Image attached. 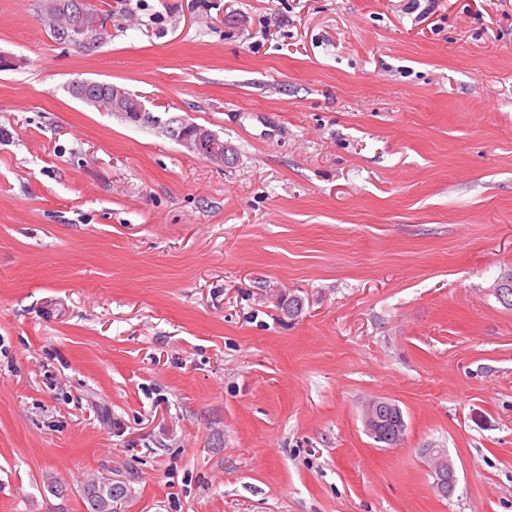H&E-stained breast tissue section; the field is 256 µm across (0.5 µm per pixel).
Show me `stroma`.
I'll return each instance as SVG.
<instances>
[{
  "instance_id": "stroma-1",
  "label": "stroma",
  "mask_w": 512,
  "mask_h": 512,
  "mask_svg": "<svg viewBox=\"0 0 512 512\" xmlns=\"http://www.w3.org/2000/svg\"><path fill=\"white\" fill-rule=\"evenodd\" d=\"M92 2L0 0V512H512V0ZM85 6V13L83 18L85 19L88 25L92 24L95 19L100 17L102 19V23L105 22V18L102 16L101 11L98 8H95L93 5L88 3ZM83 1L81 0H69L65 4V13L66 19L61 22V26L65 29L67 33V39L73 41L76 44L80 43H88L89 40L84 39V36L81 34V28L78 26L79 22L83 21V18L78 21L76 18L78 12L80 11V7ZM74 17V20L72 19ZM167 135L177 140L189 152L205 158L211 163L224 165L230 157L228 154L229 148L224 146V142L212 131L199 125H197L192 135L186 137L184 136V130L179 133L175 132L172 137L168 133ZM363 423L369 435L382 443L389 440L397 445L402 441L406 431L401 408L383 397L373 398L367 403L363 412ZM383 426L389 433L385 434ZM422 452L431 463L432 488L440 495H446L445 490H448L449 494L456 487L457 478L455 468L449 460L446 451L441 448H426ZM453 493L451 492L449 495L441 497L448 498ZM124 487L122 483H112L110 476L89 480L83 489L86 512H116L112 501L124 493Z\"/></svg>"
}]
</instances>
